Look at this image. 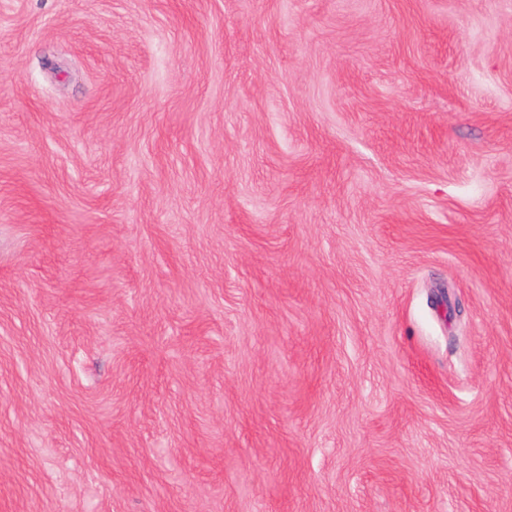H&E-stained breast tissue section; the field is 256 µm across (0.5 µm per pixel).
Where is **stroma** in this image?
<instances>
[{
	"label": "stroma",
	"mask_w": 512,
	"mask_h": 512,
	"mask_svg": "<svg viewBox=\"0 0 512 512\" xmlns=\"http://www.w3.org/2000/svg\"><path fill=\"white\" fill-rule=\"evenodd\" d=\"M0 512H512V0H0Z\"/></svg>",
	"instance_id": "35a3bbf8"
}]
</instances>
